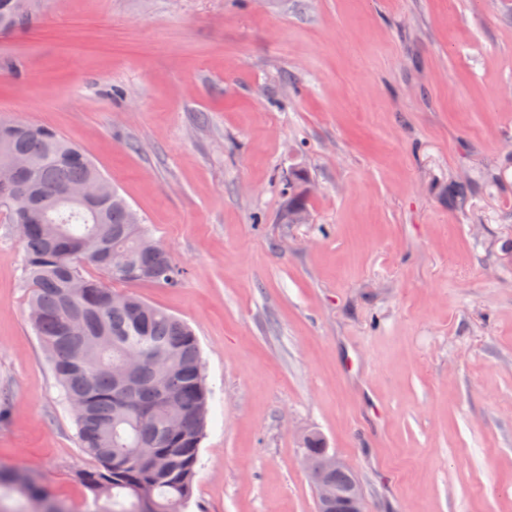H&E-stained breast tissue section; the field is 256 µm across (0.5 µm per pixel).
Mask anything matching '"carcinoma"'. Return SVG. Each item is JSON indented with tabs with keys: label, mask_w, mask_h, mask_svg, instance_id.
Segmentation results:
<instances>
[{
	"label": "carcinoma",
	"mask_w": 512,
	"mask_h": 512,
	"mask_svg": "<svg viewBox=\"0 0 512 512\" xmlns=\"http://www.w3.org/2000/svg\"><path fill=\"white\" fill-rule=\"evenodd\" d=\"M13 152L29 168L0 182V207L24 244L31 324L96 466L77 475L92 494L84 509L49 494L35 472L2 463L0 494L21 497L24 512H186L208 412L199 343L183 320L129 291L142 283L175 288L183 271L117 188L94 212L60 201L65 189L103 179L78 145L52 128L0 117V168ZM306 182L293 175L288 208H307ZM89 266L105 278L84 275ZM131 354L143 360L124 388L116 377ZM303 463L334 487L352 479L316 433Z\"/></svg>",
	"instance_id": "carcinoma-1"
}]
</instances>
